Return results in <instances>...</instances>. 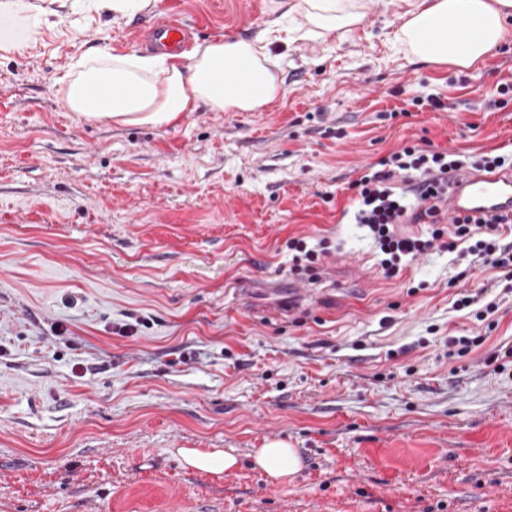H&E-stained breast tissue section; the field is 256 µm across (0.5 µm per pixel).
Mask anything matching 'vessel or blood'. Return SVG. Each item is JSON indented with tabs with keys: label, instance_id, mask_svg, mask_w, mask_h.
<instances>
[{
	"label": "vessel or blood",
	"instance_id": "obj_1",
	"mask_svg": "<svg viewBox=\"0 0 512 512\" xmlns=\"http://www.w3.org/2000/svg\"><path fill=\"white\" fill-rule=\"evenodd\" d=\"M189 38L188 30L172 15L157 19L147 34L152 49L168 53ZM448 182L450 192L444 203L448 213L512 214V169L455 172Z\"/></svg>",
	"mask_w": 512,
	"mask_h": 512
}]
</instances>
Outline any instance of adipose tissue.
<instances>
[{
    "instance_id": "ef3b65f1",
    "label": "adipose tissue",
    "mask_w": 512,
    "mask_h": 512,
    "mask_svg": "<svg viewBox=\"0 0 512 512\" xmlns=\"http://www.w3.org/2000/svg\"><path fill=\"white\" fill-rule=\"evenodd\" d=\"M290 12L316 32L349 30L363 19L356 0H292ZM42 15L29 0H0V49L24 46L23 14ZM476 37L465 40L462 28ZM512 31V0H430L411 11L399 41L416 57L468 68L483 61ZM279 61L265 40L217 37L181 54L95 56L82 61L64 88L68 111L86 121L118 125H163L207 106L215 112H256L283 91ZM256 465L287 482L301 459L287 442H267L254 453Z\"/></svg>"
}]
</instances>
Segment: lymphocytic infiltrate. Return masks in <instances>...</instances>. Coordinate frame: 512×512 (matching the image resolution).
Returning <instances> with one entry per match:
<instances>
[{
    "label": "lymphocytic infiltrate",
    "instance_id": "lymphocytic-infiltrate-1",
    "mask_svg": "<svg viewBox=\"0 0 512 512\" xmlns=\"http://www.w3.org/2000/svg\"><path fill=\"white\" fill-rule=\"evenodd\" d=\"M501 155L475 158L448 151L407 146L365 167L352 181L357 191L350 207L352 223L368 228L382 259L386 278L397 276L407 262L435 249H448L458 257L494 268L512 267V243H502L512 219L498 216L454 215L441 219L440 203L448 194V174L464 168L493 171L504 167ZM429 225L425 237L400 234L396 226L405 217Z\"/></svg>",
    "mask_w": 512,
    "mask_h": 512
}]
</instances>
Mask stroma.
I'll return each instance as SVG.
<instances>
[{"label": "stroma", "mask_w": 512, "mask_h": 512, "mask_svg": "<svg viewBox=\"0 0 512 512\" xmlns=\"http://www.w3.org/2000/svg\"><path fill=\"white\" fill-rule=\"evenodd\" d=\"M418 0H363L345 34L272 40L257 112L89 123L60 79L178 13L194 43L300 24L283 0H158L115 19L49 0L0 53V512H512V276L435 250L380 273L349 223L361 167L406 145L512 153V33L463 69L395 35ZM435 95L446 110L414 106ZM326 241L315 282L287 241ZM496 303L494 331L452 306ZM486 334L466 356L452 336ZM280 439L302 467H254ZM232 452L212 473L179 449Z\"/></svg>", "instance_id": "obj_1"}]
</instances>
